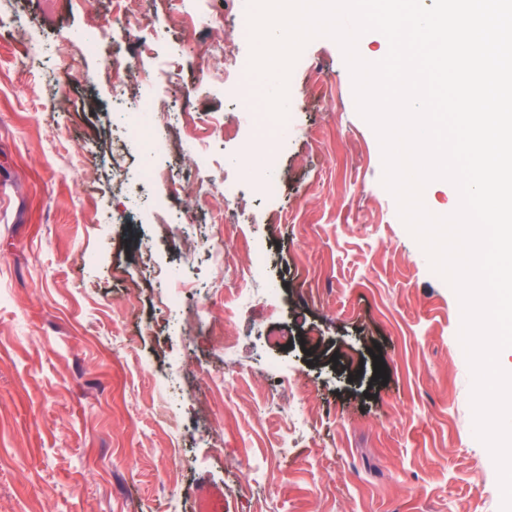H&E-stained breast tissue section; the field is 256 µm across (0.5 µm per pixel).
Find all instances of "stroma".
Listing matches in <instances>:
<instances>
[{
    "mask_svg": "<svg viewBox=\"0 0 512 512\" xmlns=\"http://www.w3.org/2000/svg\"><path fill=\"white\" fill-rule=\"evenodd\" d=\"M12 2L28 28L0 20V512H500L459 300L381 183L338 43L306 45L280 124L233 0H208L204 31L182 0H138L123 24L96 0L112 36L92 51L83 0ZM27 41L44 68L23 65ZM204 42L220 75L197 66ZM107 57L132 96L177 68L165 101L196 134L171 144L152 115L165 150L134 136ZM199 170L235 198L191 201Z\"/></svg>",
    "mask_w": 512,
    "mask_h": 512,
    "instance_id": "35a3bbf8",
    "label": "stroma"
}]
</instances>
